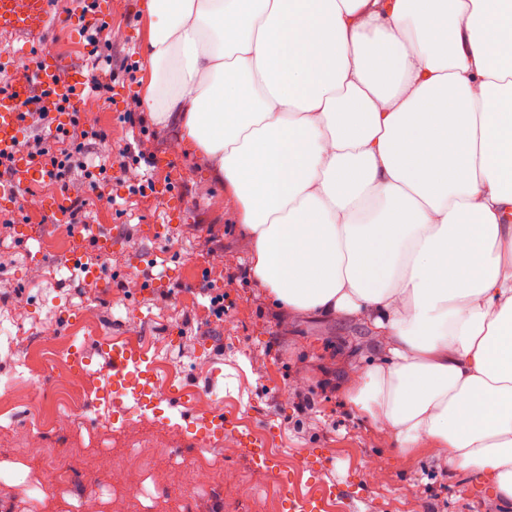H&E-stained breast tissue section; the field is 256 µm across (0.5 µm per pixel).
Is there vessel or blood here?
Here are the masks:
<instances>
[{
  "label": "vessel or blood",
  "instance_id": "vessel-or-blood-1",
  "mask_svg": "<svg viewBox=\"0 0 512 512\" xmlns=\"http://www.w3.org/2000/svg\"><path fill=\"white\" fill-rule=\"evenodd\" d=\"M51 20L50 0H0V32L20 37L42 35ZM64 64L57 59L39 61L36 68L35 85L19 84L13 89L0 93V151H10L15 140L23 131L20 115L34 90L47 93L49 99L66 100L77 105L87 84L86 79L64 77ZM45 174L36 164L27 160L16 162L8 176L6 186H0V197H17L27 186L44 180ZM108 361L112 371L102 389L103 397H110L113 389L128 377H135L137 384L133 397L155 394L157 376L153 365L147 364L134 341L112 346L108 351ZM199 437H223L226 422L223 413L216 412L207 417L195 419L193 424ZM241 453L253 465L275 473L281 493L288 496L289 512H322V503L314 496H293L289 489L294 483V475L280 469L274 456L252 435L239 438Z\"/></svg>",
  "mask_w": 512,
  "mask_h": 512
}]
</instances>
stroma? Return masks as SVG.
I'll return each instance as SVG.
<instances>
[{
  "label": "stroma",
  "instance_id": "obj_1",
  "mask_svg": "<svg viewBox=\"0 0 512 512\" xmlns=\"http://www.w3.org/2000/svg\"><path fill=\"white\" fill-rule=\"evenodd\" d=\"M118 35L112 54L127 66L100 101L93 119L111 126L112 144H140L155 154L145 195L105 179L96 206L80 217L65 248H53V223L30 221L33 202L49 196L30 185L14 214L25 233L0 237V382L15 384L0 399V512H287L272 496L273 475L251 465L236 447L244 429L265 436L282 460L298 463L299 490L344 486L336 512H486L499 508L491 486L472 472L449 475L445 456L407 458L382 430L346 405L341 391L354 367L380 358L386 345L362 323L301 315L282 321L247 272L242 228L230 216L227 193L207 174L204 159L185 157L174 130L160 129L139 107L145 30L142 0H99ZM80 8L52 10L49 29L35 38L0 34V76L31 53L66 51L86 69ZM136 106L134 123L123 122ZM105 233L112 249L100 255L89 238ZM97 268L89 277L86 267ZM224 294V320L210 321L204 293ZM138 338L148 358L169 366L175 388L211 397L196 416L221 411L232 428L223 441L200 446L176 408L167 413L184 431L167 444L151 412L130 422L112 408L83 399L80 419L56 412L57 389L70 349L86 347L98 383L110 375L106 347ZM209 364L196 371L198 361ZM310 403L299 406L298 394ZM53 411L42 429L48 456L29 453L19 429L33 413ZM215 463L207 493L192 482L172 483L170 469L193 473L199 456ZM68 471L48 485L50 466ZM139 485L138 500L127 496Z\"/></svg>",
  "mask_w": 512,
  "mask_h": 512
}]
</instances>
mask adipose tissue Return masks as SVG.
Listing matches in <instances>:
<instances>
[{
    "mask_svg": "<svg viewBox=\"0 0 512 512\" xmlns=\"http://www.w3.org/2000/svg\"><path fill=\"white\" fill-rule=\"evenodd\" d=\"M141 99L283 320L387 354L342 394L512 506V0H145Z\"/></svg>",
    "mask_w": 512,
    "mask_h": 512,
    "instance_id": "obj_1",
    "label": "adipose tissue"
}]
</instances>
